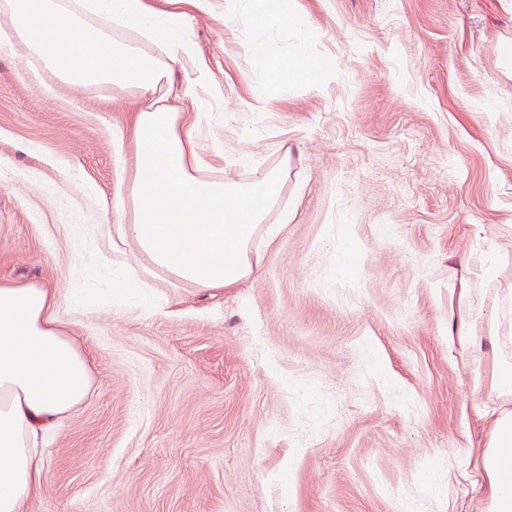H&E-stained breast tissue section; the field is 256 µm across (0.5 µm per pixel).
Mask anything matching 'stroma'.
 Returning <instances> with one entry per match:
<instances>
[{"mask_svg":"<svg viewBox=\"0 0 512 512\" xmlns=\"http://www.w3.org/2000/svg\"><path fill=\"white\" fill-rule=\"evenodd\" d=\"M212 103L202 172L246 182L291 153L294 219L241 288L140 268L74 310L77 254L134 175L143 103L0 45V281L60 295L94 391L50 439L42 512H479L495 419L486 350L455 311L512 317V0H294L299 24H224L192 0ZM336 71L281 90L247 37ZM358 261L346 268V251Z\"/></svg>","mask_w":512,"mask_h":512,"instance_id":"stroma-1","label":"stroma"}]
</instances>
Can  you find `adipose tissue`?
Masks as SVG:
<instances>
[{"mask_svg":"<svg viewBox=\"0 0 512 512\" xmlns=\"http://www.w3.org/2000/svg\"><path fill=\"white\" fill-rule=\"evenodd\" d=\"M247 12L259 27L295 23L291 0H224V22ZM189 16L156 15L144 0H0V37L57 76L88 90L132 94L144 107L132 129L135 176L132 218L112 236L134 243L146 263L174 279L211 290L235 288L255 272L257 232L274 242L291 213L280 198L287 167L243 183L200 173V132L209 96L220 91L197 62ZM158 52L150 54L147 44ZM265 74L280 85L303 77L317 83L335 70L327 57L298 48L286 61L248 39ZM182 84H175L177 71ZM193 98L186 121L169 104L173 89ZM58 297L38 283L0 282V512H31L40 501L46 436L87 399L93 377L87 360L56 316ZM492 351L490 390L497 417L480 456L486 480L484 512H512V320L486 326Z\"/></svg>","mask_w":512,"mask_h":512,"instance_id":"adipose-tissue-1","label":"adipose tissue"}]
</instances>
